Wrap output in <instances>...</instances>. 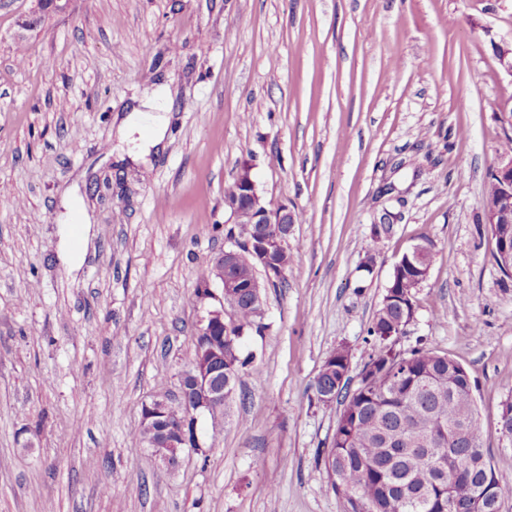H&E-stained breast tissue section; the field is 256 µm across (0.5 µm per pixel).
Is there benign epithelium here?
Listing matches in <instances>:
<instances>
[{
	"label": "benign epithelium",
	"mask_w": 512,
	"mask_h": 512,
	"mask_svg": "<svg viewBox=\"0 0 512 512\" xmlns=\"http://www.w3.org/2000/svg\"><path fill=\"white\" fill-rule=\"evenodd\" d=\"M495 57L499 66L512 76V43L496 46ZM498 183V194L483 200L486 224L493 229L492 236L498 239L495 260L501 271L512 275V155H501L498 165L491 173ZM238 188L235 195L224 198V211L229 213L227 223L236 225L231 233L232 247L215 257L211 265L221 267V276L209 277L200 289L198 302L204 309L196 336L197 355L180 376L193 379V394L183 390L176 395L159 394L145 403L142 418L163 419L161 430L163 447L169 452L163 462L175 466L186 451H203L204 441L199 431V419L215 417L224 410V357L214 348L216 332L224 328L225 317L236 318L243 305L241 293L235 291L237 282L233 271L244 252L253 254L260 261L268 279L272 280L280 269L267 264L275 250L288 244L295 224L293 211L286 205H274L264 198L251 176V165L245 163L236 177ZM249 211L255 227L243 232L237 228L241 213ZM429 250L423 243H416L396 262L394 269L417 266L427 260ZM181 407L184 417L176 422L170 418V410Z\"/></svg>",
	"instance_id": "7a95c632"
}]
</instances>
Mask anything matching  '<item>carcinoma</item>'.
<instances>
[{
  "label": "carcinoma",
  "instance_id": "1",
  "mask_svg": "<svg viewBox=\"0 0 512 512\" xmlns=\"http://www.w3.org/2000/svg\"><path fill=\"white\" fill-rule=\"evenodd\" d=\"M235 277L246 285L256 264L243 256ZM400 308L376 313L374 352L364 365L368 382L336 388L341 405L326 461L336 463L331 486L345 512H469L475 494L492 504L512 490L486 454L467 377L448 386V356L432 350L395 352L381 332ZM224 332V406L235 395L240 371L254 356L243 354L232 320Z\"/></svg>",
  "mask_w": 512,
  "mask_h": 512
}]
</instances>
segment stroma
<instances>
[{
    "mask_svg": "<svg viewBox=\"0 0 512 512\" xmlns=\"http://www.w3.org/2000/svg\"><path fill=\"white\" fill-rule=\"evenodd\" d=\"M0 0V512H344L324 459L330 353L358 377L395 263L434 260L395 344L474 385L483 444L512 476V276L482 211L512 136V0H69L20 29ZM165 85L163 149L140 156ZM287 205L295 257L265 286L216 439L167 468L130 437L194 358V297L228 246L242 162ZM395 215L389 233L376 224Z\"/></svg>",
    "mask_w": 512,
    "mask_h": 512,
    "instance_id": "1",
    "label": "stroma"
}]
</instances>
